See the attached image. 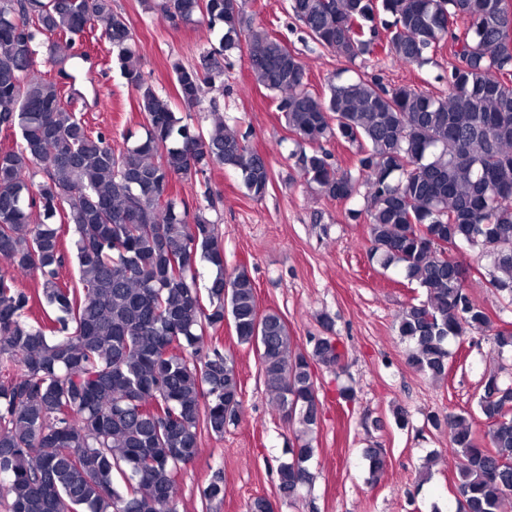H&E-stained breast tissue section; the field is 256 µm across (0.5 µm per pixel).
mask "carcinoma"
<instances>
[{
  "instance_id": "carcinoma-1",
  "label": "carcinoma",
  "mask_w": 512,
  "mask_h": 512,
  "mask_svg": "<svg viewBox=\"0 0 512 512\" xmlns=\"http://www.w3.org/2000/svg\"><path fill=\"white\" fill-rule=\"evenodd\" d=\"M246 0H163L173 22L205 21L219 47L199 64L171 62L183 106L224 85L222 60L248 53L254 82L278 95L297 150L300 178L325 197L368 202L370 255L402 266L426 299L408 304L398 333L408 363L442 379L448 346L472 331L497 354L512 353V331L494 329L465 286L448 246L479 247L492 260L488 284L512 297V3L509 0H289L302 32L347 62L385 53L422 66L453 48L448 96L357 76L308 89L303 61L287 41L245 24ZM104 24L112 58L137 94L144 136L115 153L64 103L59 83L35 68L36 46ZM129 18L112 0H0V496L9 512H177L178 479L207 431L224 435L238 418L241 381L218 348L201 354L207 330L230 319L255 349L273 409L301 437L277 468L279 491L295 498L311 481L318 388L311 362L342 369L334 337L311 351L276 311L258 314L244 267L224 269V247L206 208L172 194L174 179L214 166L238 172L263 199L268 159L215 123L195 131L142 72ZM355 149L342 170L322 142ZM73 228L79 284L60 279L65 227ZM211 268L198 286V263ZM40 280L45 320L30 321L17 276ZM477 407L489 423L478 439L469 419L448 413V447L458 460L459 512H501L512 496V383L484 376ZM375 477L385 459L366 451ZM224 498L216 473L202 492Z\"/></svg>"
}]
</instances>
